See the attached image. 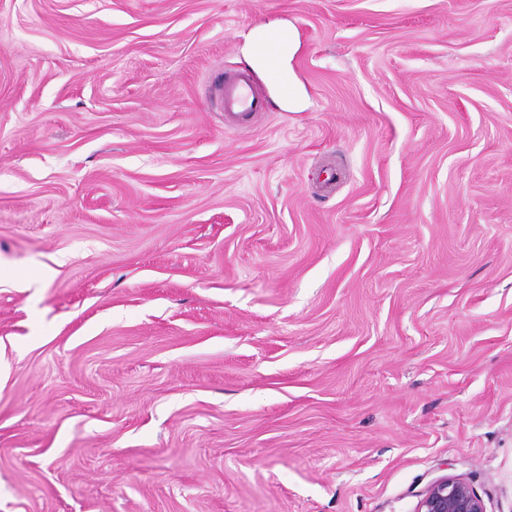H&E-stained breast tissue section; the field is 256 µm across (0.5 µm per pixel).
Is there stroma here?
<instances>
[{
  "label": "stroma",
  "mask_w": 512,
  "mask_h": 512,
  "mask_svg": "<svg viewBox=\"0 0 512 512\" xmlns=\"http://www.w3.org/2000/svg\"><path fill=\"white\" fill-rule=\"evenodd\" d=\"M446 475L512 512V0H0V512ZM258 97L247 74H236L224 82V112L229 118L253 109Z\"/></svg>",
  "instance_id": "stroma-1"
}]
</instances>
